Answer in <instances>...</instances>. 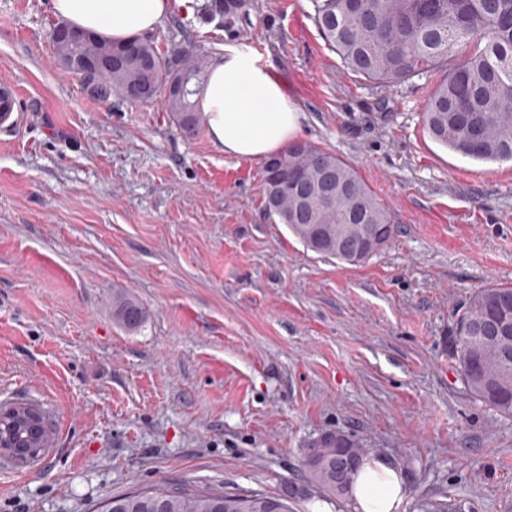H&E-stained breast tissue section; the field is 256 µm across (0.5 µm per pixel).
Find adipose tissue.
I'll return each mask as SVG.
<instances>
[{
    "label": "adipose tissue",
    "instance_id": "adipose-tissue-1",
    "mask_svg": "<svg viewBox=\"0 0 512 512\" xmlns=\"http://www.w3.org/2000/svg\"><path fill=\"white\" fill-rule=\"evenodd\" d=\"M72 26L123 42L153 32L173 0H53ZM210 134L225 155L264 158L280 153L297 135L301 114L270 61L228 46L214 61L201 102ZM403 482L386 459L365 461L349 495L360 512H394Z\"/></svg>",
    "mask_w": 512,
    "mask_h": 512
}]
</instances>
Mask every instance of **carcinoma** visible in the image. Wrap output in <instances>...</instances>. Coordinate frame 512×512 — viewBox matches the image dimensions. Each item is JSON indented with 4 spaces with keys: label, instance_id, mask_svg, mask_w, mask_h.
<instances>
[{
    "label": "carcinoma",
    "instance_id": "1",
    "mask_svg": "<svg viewBox=\"0 0 512 512\" xmlns=\"http://www.w3.org/2000/svg\"><path fill=\"white\" fill-rule=\"evenodd\" d=\"M313 21L329 48L351 72L382 88L414 78L430 79L444 69L424 112L425 127L438 144L482 162L512 161V0H311ZM243 7V0H211L208 19L224 20ZM55 58L65 70L81 76L103 98L126 97L130 87L142 88L139 104L164 95L166 111L187 136L204 121L199 107L209 74V58L194 47L170 58L150 40H139L135 56H117L110 66L94 63L121 43L99 36L85 42H53ZM184 84L181 94L168 93ZM305 177L296 194L288 189L291 172ZM334 176L340 197L324 200V174ZM264 208L288 227L307 249L352 265L336 256V230L347 224L386 226L385 242L395 234L389 208L355 168L335 153L309 141H294L283 151L277 178L264 177ZM512 316V286L490 285L472 292L454 320L451 355L472 397L493 410L512 415V331L507 338L487 341L481 323L502 311ZM146 310L135 298L115 292L112 318L127 330L144 322ZM36 422L42 442L53 439L40 405L20 402L14 414L0 418V433L15 432L23 440ZM367 450L353 436L328 432L306 456L305 491L327 496L348 494L341 462L356 467ZM292 512L288 500L263 493L236 494L187 484L157 486L116 496L100 512Z\"/></svg>",
    "mask_w": 512,
    "mask_h": 512
}]
</instances>
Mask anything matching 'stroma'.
<instances>
[{
	"label": "stroma",
	"instance_id": "35a3bbf8",
	"mask_svg": "<svg viewBox=\"0 0 512 512\" xmlns=\"http://www.w3.org/2000/svg\"><path fill=\"white\" fill-rule=\"evenodd\" d=\"M205 5H175L160 52L258 43L300 139L357 169L395 236L359 266L307 250L266 215L263 160L185 137L161 100L97 96L56 62L52 0H0V402L42 404L55 430L39 461L0 462V512L185 481L278 495L336 430L396 465L395 512H512V415L472 398L448 348L474 290L512 285V162L433 142L432 81L385 93L347 70L309 0L222 23ZM116 290L139 329L113 322ZM146 310L135 298L122 292L112 295V318L127 330H136L144 322Z\"/></svg>",
	"mask_w": 512,
	"mask_h": 512
}]
</instances>
